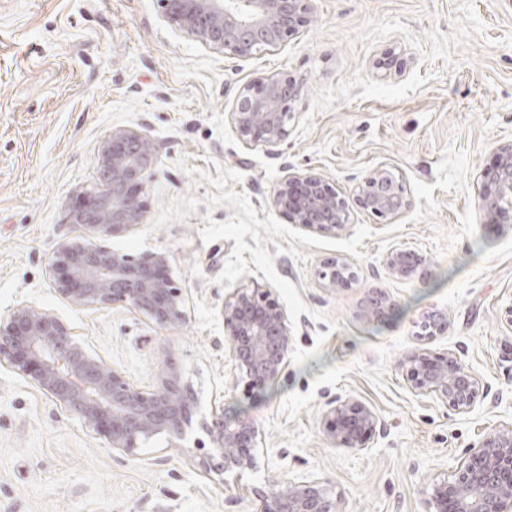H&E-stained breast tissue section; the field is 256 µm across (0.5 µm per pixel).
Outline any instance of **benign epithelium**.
I'll return each instance as SVG.
<instances>
[{"mask_svg":"<svg viewBox=\"0 0 512 512\" xmlns=\"http://www.w3.org/2000/svg\"><path fill=\"white\" fill-rule=\"evenodd\" d=\"M310 0H159L165 17L203 44L226 54L248 56L276 47L309 22ZM301 88L286 79L260 78L238 91L231 118L245 144L279 146L288 137L291 105ZM157 148L147 137L117 130L105 138L97 155L104 188L85 197L71 215L101 236L143 223L140 198L143 182L156 161ZM481 207L486 221L512 223V142L496 149L494 166L481 174ZM274 204L291 223L313 233L339 235L346 231L353 207L392 219L411 207L400 181L388 168L370 173L358 194L347 199L324 175L290 173L278 185ZM167 255L155 252L139 258L92 242L64 240L53 252L50 267L57 273V292L84 307H130L160 327L186 320L182 291L165 275ZM389 275L421 278L426 260L409 248L388 255ZM319 277L337 288L353 277L350 263L328 258ZM395 300L384 290L369 289L360 318H385ZM227 352L246 395L262 392L288 365L291 334L288 314L272 289L254 284L234 291L223 308ZM446 314L436 308L422 313V335L447 331ZM29 376L48 398L103 436L108 447L131 452L162 435L171 445L186 440L195 400L173 367L163 369L153 388L132 385L121 372L93 355L56 314L22 306L0 320V366ZM411 389L432 396L459 414L480 400V381L448 352L432 355L418 349L405 362ZM219 447V469L238 473L250 465L260 432L257 423L240 412L214 417L205 424ZM381 430L377 414L356 398L330 403L324 432L334 445L365 449ZM336 505L318 480L287 481L260 495L258 512H335ZM428 512H512V427L485 435L478 448L457 466L452 479L434 485Z\"/></svg>","mask_w":512,"mask_h":512,"instance_id":"1","label":"benign epithelium"}]
</instances>
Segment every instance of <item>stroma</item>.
Returning <instances> with one entry per match:
<instances>
[{
    "label": "stroma",
    "mask_w": 512,
    "mask_h": 512,
    "mask_svg": "<svg viewBox=\"0 0 512 512\" xmlns=\"http://www.w3.org/2000/svg\"><path fill=\"white\" fill-rule=\"evenodd\" d=\"M311 21L281 46L233 57L173 26L157 0H0V318L30 305L54 312L97 357L149 389L168 364L197 401L202 421L244 411L262 443L241 474L203 473L201 451L156 436L134 453L109 449L40 393L30 378L0 366V512H256L257 491L321 478L337 512H427L428 493L450 477L490 431L512 425V223L485 224L481 172L512 141V0H311ZM399 72L379 69L385 52ZM258 77L286 78L303 93L280 146L243 144L230 112L239 89ZM132 129L158 148L144 183L145 225L181 196L195 213L154 229L148 251L168 256L182 288L186 321L162 328L121 306H76L57 292L49 267L57 245L83 235L71 213L103 182L97 150L112 131ZM469 152L467 193L436 188L447 145ZM242 173L228 189L246 193L258 219L277 213L273 193L288 173L316 170L346 198L387 167L403 188L419 180L438 204L427 219L387 233L368 224L365 262L348 287L325 289L330 250L290 238L266 243L274 266L308 307L290 328L284 374L256 398L235 384L224 348L228 296L215 277L234 240L203 243L208 209L201 172ZM195 175H188V168ZM279 221L286 214L277 213ZM416 250L429 274L391 277L387 254ZM380 288L397 309L381 322L359 310ZM437 307L448 331L417 336L421 313ZM453 352L484 395L466 414L415 394L402 367L420 345ZM349 397L383 423L365 449L333 446L323 432L329 401Z\"/></svg>",
    "instance_id": "35a3bbf8"
}]
</instances>
